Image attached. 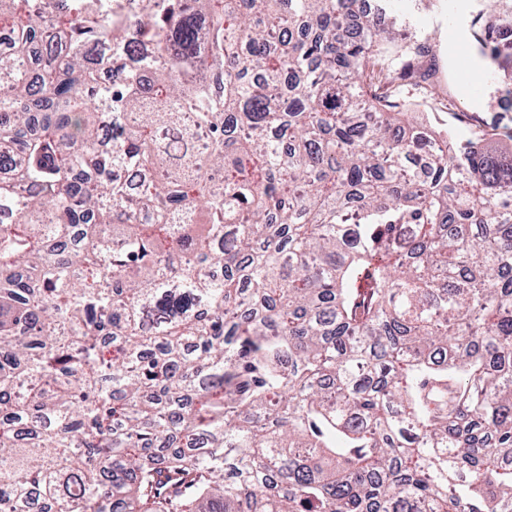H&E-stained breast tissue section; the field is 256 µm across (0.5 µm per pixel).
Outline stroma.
I'll list each match as a JSON object with an SVG mask.
<instances>
[{"label":"stroma","mask_w":512,"mask_h":512,"mask_svg":"<svg viewBox=\"0 0 512 512\" xmlns=\"http://www.w3.org/2000/svg\"><path fill=\"white\" fill-rule=\"evenodd\" d=\"M448 0H369L368 15L377 25L392 26L399 37L382 49L392 56L412 41L424 43L425 66L431 74L419 84H393L387 91L392 101L415 104L418 114L437 117L454 131L486 134L494 151L512 154V86L501 83L488 66L459 69L449 57L444 38L448 28ZM481 88L479 99L461 93L463 86Z\"/></svg>","instance_id":"1"}]
</instances>
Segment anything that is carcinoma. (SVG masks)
Returning a JSON list of instances; mask_svg holds the SVG:
<instances>
[{"mask_svg":"<svg viewBox=\"0 0 512 512\" xmlns=\"http://www.w3.org/2000/svg\"><path fill=\"white\" fill-rule=\"evenodd\" d=\"M359 2L0 0L5 512H512V155Z\"/></svg>","mask_w":512,"mask_h":512,"instance_id":"carcinoma-1","label":"carcinoma"}]
</instances>
